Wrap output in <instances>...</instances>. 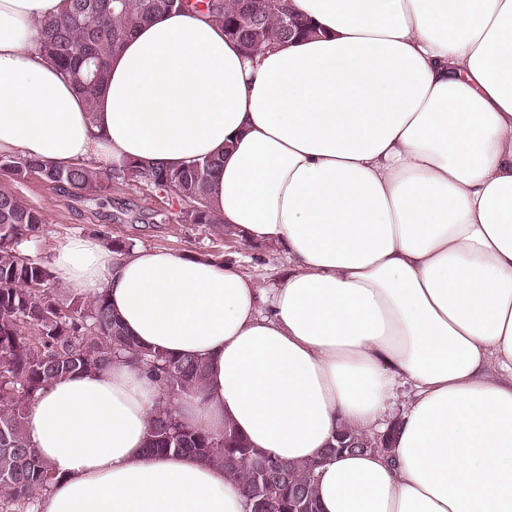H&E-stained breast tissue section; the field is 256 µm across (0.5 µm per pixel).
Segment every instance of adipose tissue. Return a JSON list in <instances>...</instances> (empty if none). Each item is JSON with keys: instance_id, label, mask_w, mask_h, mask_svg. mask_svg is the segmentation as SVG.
<instances>
[{"instance_id": "adipose-tissue-1", "label": "adipose tissue", "mask_w": 512, "mask_h": 512, "mask_svg": "<svg viewBox=\"0 0 512 512\" xmlns=\"http://www.w3.org/2000/svg\"><path fill=\"white\" fill-rule=\"evenodd\" d=\"M312 36L245 55L192 12L139 27L94 108L36 49L62 0H0V155L112 170L219 156L225 230L284 249L229 263L91 236L56 249L140 345L208 366L187 424L289 461L414 396L388 454L320 468L321 512H512V0H290ZM157 383L124 362L53 382L27 438L39 512H246L222 466L147 454Z\"/></svg>"}]
</instances>
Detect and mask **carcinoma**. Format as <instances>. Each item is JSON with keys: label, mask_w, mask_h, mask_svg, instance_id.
Listing matches in <instances>:
<instances>
[{"label": "carcinoma", "mask_w": 512, "mask_h": 512, "mask_svg": "<svg viewBox=\"0 0 512 512\" xmlns=\"http://www.w3.org/2000/svg\"><path fill=\"white\" fill-rule=\"evenodd\" d=\"M175 10L206 15L247 54L312 31L311 22L279 0H63L61 12L41 22L37 49L92 107L108 79L109 61L126 38L142 24ZM220 163L216 156L178 168L131 161L108 172L0 155V173L15 181L36 173L73 197L101 193L116 180L140 182L176 195L184 203L182 221L220 224L208 204ZM42 223L41 211L0 190V512H29L56 480L26 437L29 405L55 380L101 371L116 360L148 371L159 383L147 451L189 453L223 466L241 487L247 512H320L316 484L323 461L340 452L341 444L353 452L373 451L369 436L343 428L321 457L296 463L250 447L228 428L214 436L183 424L175 402L205 386L207 365L141 346L103 294L93 299L60 296L52 268L19 250L21 241Z\"/></svg>", "instance_id": "cac0c4a2"}]
</instances>
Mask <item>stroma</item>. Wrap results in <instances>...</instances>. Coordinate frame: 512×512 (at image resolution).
Returning a JSON list of instances; mask_svg holds the SVG:
<instances>
[{
    "mask_svg": "<svg viewBox=\"0 0 512 512\" xmlns=\"http://www.w3.org/2000/svg\"><path fill=\"white\" fill-rule=\"evenodd\" d=\"M0 188L10 191L45 219L20 245L32 259L48 264L63 241L93 236L103 246L130 243L215 261H233L246 275L267 286L288 272V258L271 244H246L212 224H187L181 206L169 193L136 182L111 184L100 195L83 199L56 190L32 176L17 182L0 174Z\"/></svg>",
    "mask_w": 512,
    "mask_h": 512,
    "instance_id": "stroma-1",
    "label": "stroma"
}]
</instances>
